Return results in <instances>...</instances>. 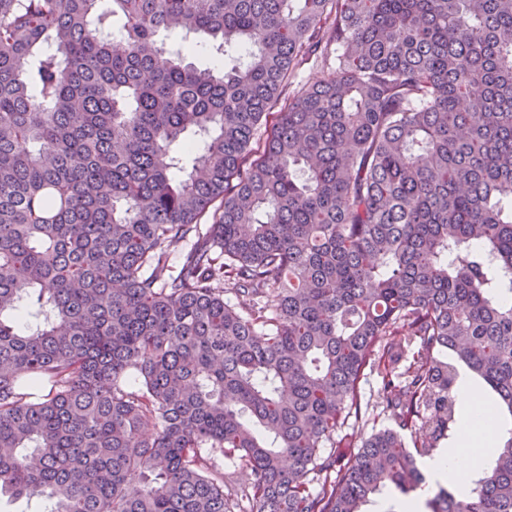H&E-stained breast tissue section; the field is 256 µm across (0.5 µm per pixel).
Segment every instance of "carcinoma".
Returning <instances> with one entry per match:
<instances>
[{"instance_id":"1","label":"carcinoma","mask_w":512,"mask_h":512,"mask_svg":"<svg viewBox=\"0 0 512 512\" xmlns=\"http://www.w3.org/2000/svg\"><path fill=\"white\" fill-rule=\"evenodd\" d=\"M450 352L512 413V0H0V495L364 512ZM426 507L512 512V437Z\"/></svg>"}]
</instances>
